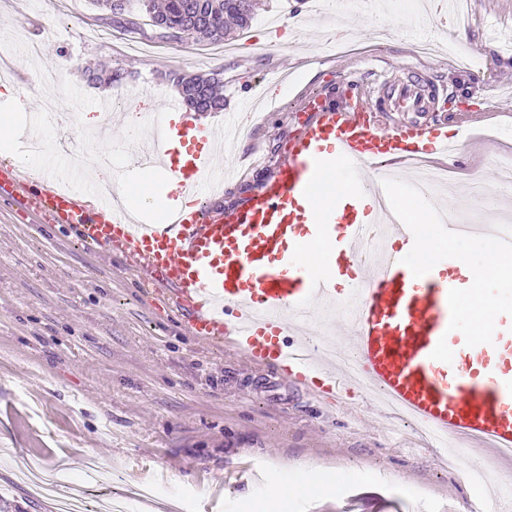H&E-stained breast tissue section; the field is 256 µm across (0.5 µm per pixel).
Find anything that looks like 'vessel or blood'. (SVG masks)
<instances>
[{
    "label": "vessel or blood",
    "instance_id": "b4317fda",
    "mask_svg": "<svg viewBox=\"0 0 512 512\" xmlns=\"http://www.w3.org/2000/svg\"><path fill=\"white\" fill-rule=\"evenodd\" d=\"M365 87L350 81L341 103L321 104L291 141L263 191L231 212L211 207L168 211L144 220L142 201L62 189L48 174L0 165V194L24 212L74 230L85 243L106 245L145 269L151 286L168 290L175 315L197 339L219 340L257 366L322 396L361 385L427 426L448 443L467 439L503 462L512 461V342L470 347L452 363L432 359L445 334L448 292L460 287L462 261L445 259L414 277L402 259L411 231L393 214L382 179L410 180L411 165L459 158L447 134L412 123L383 129ZM394 110L425 113L434 96L415 83L388 95ZM180 105L145 114L149 149L143 173L170 172L177 191L198 200L224 183L212 152L177 161L178 147L194 133L173 116ZM343 172L347 194L316 188ZM373 205L362 208V197ZM323 246L319 264L307 256ZM353 268L350 287H339L330 268ZM354 310L339 346L351 358L327 354L304 340L309 322L339 300Z\"/></svg>",
    "mask_w": 512,
    "mask_h": 512
}]
</instances>
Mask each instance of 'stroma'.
<instances>
[{
  "label": "stroma",
  "mask_w": 512,
  "mask_h": 512,
  "mask_svg": "<svg viewBox=\"0 0 512 512\" xmlns=\"http://www.w3.org/2000/svg\"><path fill=\"white\" fill-rule=\"evenodd\" d=\"M410 0H385L383 35L354 50L323 48L324 31H340L344 13L304 21L289 0H262L250 41L233 54L205 40L158 39L152 28L129 33L102 20L93 0H0V46L12 82L39 101L67 99L71 113L92 121L77 134L54 114L34 123L11 111L19 153L33 126L44 152L32 166L87 190L86 174L101 152L128 169V146L142 139L144 113L169 99L165 72L224 73V109L205 113L208 128L246 107L248 89L263 94L246 119L247 133L224 150L227 176L212 206L232 210L259 193L288 152L306 117L305 95L336 102L344 80L368 82L372 107L384 83L422 72L436 91L439 126L460 142L464 158L452 185L468 197L482 183L506 204L495 160L512 153V0H458L450 17L425 8L436 47H416ZM41 46L31 55L32 43ZM78 65L60 73L57 58ZM123 68L122 84L92 80L90 70ZM294 71L291 85L277 83ZM42 82L34 84L31 75ZM120 122L110 141L95 138L99 100ZM126 257L88 246L58 224L27 221L0 202V512H56V500L29 489L21 462L49 467L75 458L103 465L90 481L77 468L88 512L151 482L173 512H252L275 489L325 470L340 478L330 497H298L288 512H481L483 490L468 480L484 453L462 447L444 460L423 445L415 423L385 418L359 389L343 398L310 395L244 353L192 337L172 310L140 285Z\"/></svg>",
  "instance_id": "obj_1"
}]
</instances>
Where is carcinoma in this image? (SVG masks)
I'll return each instance as SVG.
<instances>
[{"label": "carcinoma", "instance_id": "obj_1", "mask_svg": "<svg viewBox=\"0 0 512 512\" xmlns=\"http://www.w3.org/2000/svg\"><path fill=\"white\" fill-rule=\"evenodd\" d=\"M102 11V19L113 21L134 15L131 0H94ZM139 11L147 14L158 38L171 30L202 34L212 42H222L231 27L248 28L256 0H137ZM168 79L178 88L183 100L196 112H218L224 109V80L219 74L187 76L177 72Z\"/></svg>", "mask_w": 512, "mask_h": 512}]
</instances>
